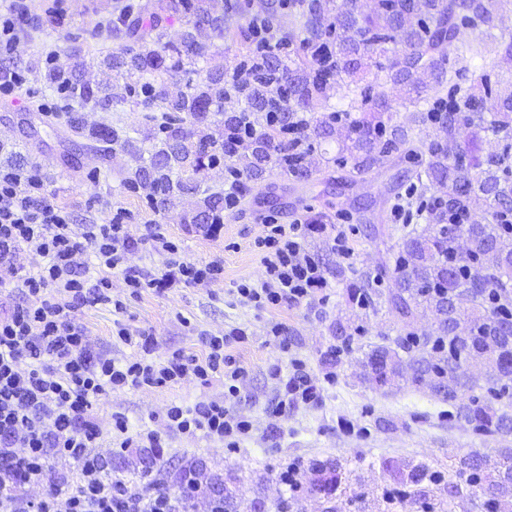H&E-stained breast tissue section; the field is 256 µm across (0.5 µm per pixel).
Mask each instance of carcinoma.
<instances>
[{
  "mask_svg": "<svg viewBox=\"0 0 512 512\" xmlns=\"http://www.w3.org/2000/svg\"><path fill=\"white\" fill-rule=\"evenodd\" d=\"M512 0H375L369 12L357 0H293L292 8L306 18L307 36L288 50L287 60L272 53L255 66L254 79L235 87L241 111L251 113L260 128L247 152L237 156L245 179L263 177L267 163L296 179L309 180L318 172L311 154L283 141L266 126V112L276 107L288 118L314 126L322 142H336V162L346 168L339 184H346L383 165L394 153L408 157L420 153L414 129L433 122V105L444 91L452 90L455 105L441 121L442 141L428 149V160L414 171L417 182L437 193V203L425 216L427 228L403 237L394 271L401 288L386 299L388 317L405 335L396 344L408 355L402 360L384 347L365 353L372 379L379 387L403 378L413 385L425 384L448 402L454 412L448 419L465 420L479 437L512 433V417L499 414L494 402L512 399V338L503 335L512 302V246L501 218L512 212V91L497 96L490 108L483 106L491 94L489 73L503 58H512V37L496 33V13ZM148 20L120 17L119 33L136 39L138 48H128L109 57L111 68L138 75L150 90L151 103L170 118L158 130V141L126 183L147 185L156 204L167 203L182 193L204 194L196 223L224 210V193L200 190L183 178L213 164L217 150L231 142L239 126V114L225 112L224 71L208 70L191 92L169 94L167 80L180 73L196 72L205 58L207 37H224L234 26L237 6L214 15L202 4L185 0H157L144 6ZM189 13V28L178 44L162 42V21L169 13ZM476 32L470 43L459 41V29ZM385 73V78L414 110L403 123L392 122L391 105L385 94L361 85L355 75L366 66ZM472 72V82L462 87L455 78ZM49 87L67 88L69 125L73 131L96 143L101 155L115 146L139 154L130 131L89 128L78 112L91 102L118 108L125 98L102 95L97 82L76 71L50 69ZM347 94L332 110L316 120L307 118L321 102L327 103L340 87ZM221 116L211 120V113ZM462 126L474 138L465 146L457 143ZM496 137L500 152L480 154V134ZM472 213L467 224H450L448 215ZM470 242L467 258L457 256L455 242ZM371 274L364 272L349 288L352 304L371 303ZM433 309L437 322L433 333L419 338L412 331L415 310ZM388 483L383 498L389 504L409 503L415 512H453L465 503L479 512H512V453L491 461L469 449L450 459L448 471L408 461L402 465L382 462ZM314 479L307 488L330 501L346 492L348 475L336 459L311 460ZM210 491L220 494L222 512H235L232 492L220 479H211Z\"/></svg>",
  "mask_w": 512,
  "mask_h": 512,
  "instance_id": "obj_1",
  "label": "carcinoma"
}]
</instances>
